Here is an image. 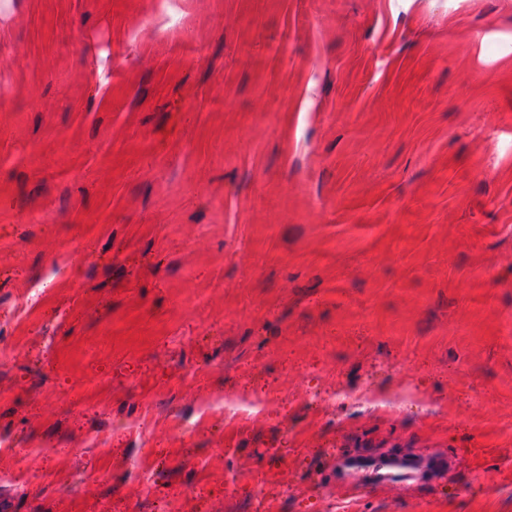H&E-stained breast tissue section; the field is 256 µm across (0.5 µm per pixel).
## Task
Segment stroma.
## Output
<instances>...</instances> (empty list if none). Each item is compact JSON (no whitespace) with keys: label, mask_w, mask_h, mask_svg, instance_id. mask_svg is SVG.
Masks as SVG:
<instances>
[{"label":"stroma","mask_w":512,"mask_h":512,"mask_svg":"<svg viewBox=\"0 0 512 512\" xmlns=\"http://www.w3.org/2000/svg\"><path fill=\"white\" fill-rule=\"evenodd\" d=\"M0 431L10 512H512V0H0ZM381 470H384V472H380ZM419 472L418 465L399 458H389L380 465L376 473L380 478H394L397 476L414 478Z\"/></svg>","instance_id":"1"}]
</instances>
